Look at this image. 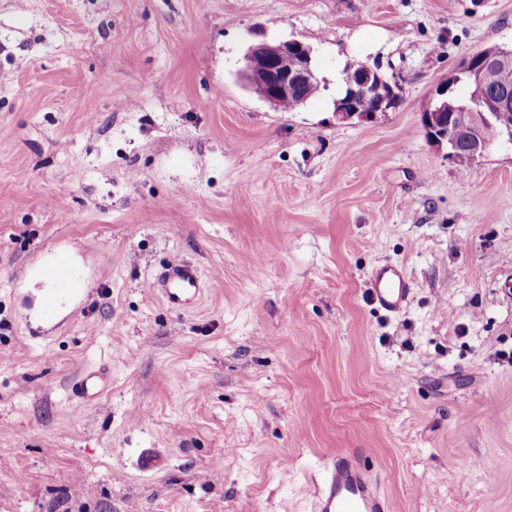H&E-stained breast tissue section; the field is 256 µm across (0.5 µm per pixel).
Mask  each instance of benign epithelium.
<instances>
[{
    "label": "benign epithelium",
    "instance_id": "benign-epithelium-1",
    "mask_svg": "<svg viewBox=\"0 0 512 512\" xmlns=\"http://www.w3.org/2000/svg\"><path fill=\"white\" fill-rule=\"evenodd\" d=\"M313 48L293 38L279 41H260L251 44L244 55L241 76L246 86L265 103L276 110L288 111L302 103L296 89L318 80L312 68ZM260 57L265 68L255 71L252 59ZM512 65V49L489 46L463 59L457 70L448 77L447 97L441 106L422 115L428 137L437 144H448V159L461 166H470L488 151L490 145L482 139L483 127L497 115V111L512 106V91L496 88L489 90L494 72ZM343 81L350 89L347 97L337 101L336 120L345 122L360 115L354 99L369 95L374 99L373 111L386 112L393 108L396 92L378 68L367 64L349 66L342 72ZM468 77L478 93L469 105H456L453 86Z\"/></svg>",
    "mask_w": 512,
    "mask_h": 512
}]
</instances>
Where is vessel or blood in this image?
<instances>
[{"label":"vessel or blood","instance_id":"b4317fda","mask_svg":"<svg viewBox=\"0 0 512 512\" xmlns=\"http://www.w3.org/2000/svg\"><path fill=\"white\" fill-rule=\"evenodd\" d=\"M54 286L41 297L42 307H52L61 288L71 286L73 271L64 257L58 256L45 267ZM203 293L195 268L184 262L171 265L163 296L175 308L194 306ZM412 283L405 272L391 265L375 269L370 280L372 302L389 314L399 313L408 303ZM104 374L96 370L83 373L73 390L82 403L91 404L105 391ZM380 478L366 465L361 452L346 451L332 457L324 469L322 484L316 494L314 512H390L388 499L379 489Z\"/></svg>","mask_w":512,"mask_h":512}]
</instances>
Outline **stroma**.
<instances>
[{
  "label": "stroma",
  "mask_w": 512,
  "mask_h": 512,
  "mask_svg": "<svg viewBox=\"0 0 512 512\" xmlns=\"http://www.w3.org/2000/svg\"><path fill=\"white\" fill-rule=\"evenodd\" d=\"M292 38L324 90L280 111L239 72ZM492 45L512 0H0V512H312L347 449L390 512H512V148L460 166L422 123ZM361 63L398 103L337 122ZM42 274H47L49 278L54 282L55 287L60 288H48L41 297V305L42 307L49 308L52 307L56 301L58 296V291L60 289L67 290H75L76 288H64L71 286L73 282V271L67 262V260L62 256H56L53 261L43 268ZM203 288L195 268L185 262H176L165 277L163 296L172 307L188 308L197 303ZM368 290L378 308L388 314H397L409 302L412 283L402 269L384 265L373 272ZM104 373L100 370H87L75 383L73 390L82 403L91 404L100 399L105 391Z\"/></svg>",
  "instance_id": "stroma-1"
}]
</instances>
